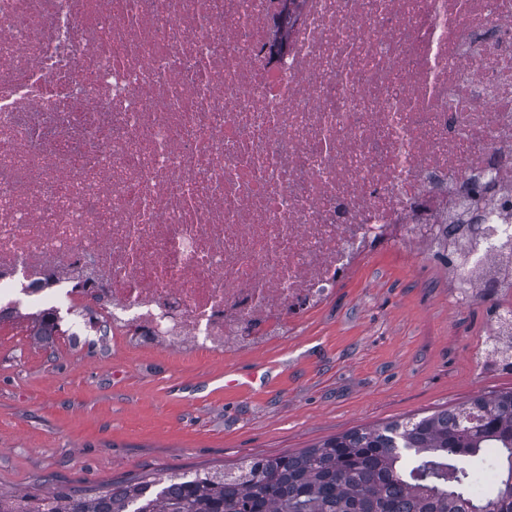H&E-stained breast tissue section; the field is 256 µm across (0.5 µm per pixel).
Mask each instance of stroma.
Masks as SVG:
<instances>
[{
    "mask_svg": "<svg viewBox=\"0 0 512 512\" xmlns=\"http://www.w3.org/2000/svg\"><path fill=\"white\" fill-rule=\"evenodd\" d=\"M495 301L459 299L446 265L393 244L258 353L183 365L127 337L0 328V491L231 468L512 388L479 357Z\"/></svg>",
    "mask_w": 512,
    "mask_h": 512,
    "instance_id": "1",
    "label": "stroma"
}]
</instances>
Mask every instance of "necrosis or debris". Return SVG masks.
<instances>
[{
    "instance_id": "necrosis-or-debris-1",
    "label": "necrosis or debris",
    "mask_w": 512,
    "mask_h": 512,
    "mask_svg": "<svg viewBox=\"0 0 512 512\" xmlns=\"http://www.w3.org/2000/svg\"><path fill=\"white\" fill-rule=\"evenodd\" d=\"M0 0V321L264 349L379 246L512 296V0Z\"/></svg>"
}]
</instances>
